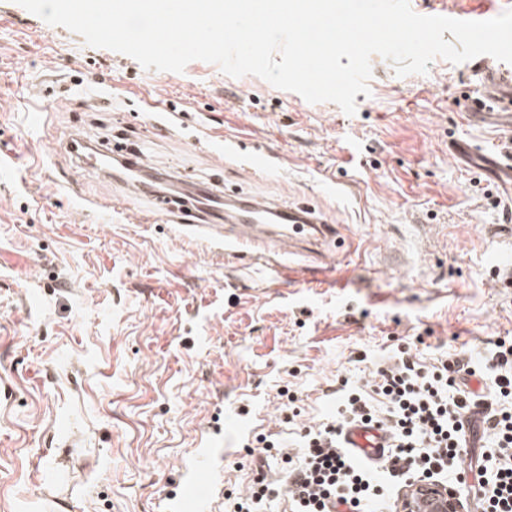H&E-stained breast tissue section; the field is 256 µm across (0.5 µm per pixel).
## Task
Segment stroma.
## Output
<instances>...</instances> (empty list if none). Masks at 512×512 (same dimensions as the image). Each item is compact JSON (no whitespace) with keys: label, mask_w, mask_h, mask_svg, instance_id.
Returning a JSON list of instances; mask_svg holds the SVG:
<instances>
[{"label":"stroma","mask_w":512,"mask_h":512,"mask_svg":"<svg viewBox=\"0 0 512 512\" xmlns=\"http://www.w3.org/2000/svg\"><path fill=\"white\" fill-rule=\"evenodd\" d=\"M477 70L439 57L401 77L376 58L349 116L203 61L148 70L0 0V512H180L178 486L210 465V512H233L254 477L243 442L278 430L281 390L315 426L338 379L397 346L430 365L512 338L500 187L448 152L512 143L465 119ZM76 133L198 188L311 204L338 226L329 282L88 174L64 148Z\"/></svg>","instance_id":"stroma-1"}]
</instances>
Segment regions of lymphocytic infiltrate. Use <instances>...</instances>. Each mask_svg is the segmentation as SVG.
I'll list each match as a JSON object with an SVG mask.
<instances>
[{
	"instance_id": "lymphocytic-infiltrate-1",
	"label": "lymphocytic infiltrate",
	"mask_w": 512,
	"mask_h": 512,
	"mask_svg": "<svg viewBox=\"0 0 512 512\" xmlns=\"http://www.w3.org/2000/svg\"><path fill=\"white\" fill-rule=\"evenodd\" d=\"M495 375L493 399L468 391L473 370L460 357L427 367L402 352L365 385L340 388L331 422L307 428L304 453L286 478L290 512H399L402 491L416 482L450 494L474 490L480 512H512V341L494 342L484 363ZM382 396L375 417L369 394ZM378 427L389 435L385 477L342 446L345 426ZM484 442L487 458L467 463V440Z\"/></svg>"
}]
</instances>
